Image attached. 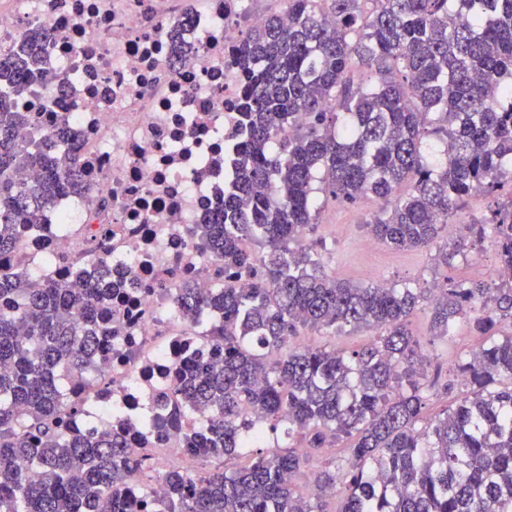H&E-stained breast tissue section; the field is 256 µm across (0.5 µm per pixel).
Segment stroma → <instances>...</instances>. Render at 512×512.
Instances as JSON below:
<instances>
[{
	"label": "stroma",
	"mask_w": 512,
	"mask_h": 512,
	"mask_svg": "<svg viewBox=\"0 0 512 512\" xmlns=\"http://www.w3.org/2000/svg\"><path fill=\"white\" fill-rule=\"evenodd\" d=\"M512 199V181L504 180L495 196L473 195L456 216L453 224L445 226L443 236L455 238L458 223L469 224L489 215L497 204ZM321 209L318 225L312 235L322 256L326 271L336 278L358 285L375 281L395 283L407 281L421 288L443 284L450 277H488L494 275L498 266L497 252L492 242H484L478 255L469 263L454 268L439 266L434 253L429 249L398 251L382 247L367 251L362 247L367 236L364 224L380 209L379 202L362 198L345 202L324 195L320 198ZM431 318L429 305H422L410 318L409 327L415 337L424 345L435 365L444 377L454 380L452 392L431 396L427 406L428 414H436L449 405L463 391L462 384L456 383V367L461 358L484 343L483 337L472 335L467 326H459L449 340H431L428 329Z\"/></svg>",
	"instance_id": "35a3bbf8"
}]
</instances>
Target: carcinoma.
<instances>
[{"label": "carcinoma", "mask_w": 512, "mask_h": 512, "mask_svg": "<svg viewBox=\"0 0 512 512\" xmlns=\"http://www.w3.org/2000/svg\"><path fill=\"white\" fill-rule=\"evenodd\" d=\"M288 14L244 33L240 177L215 218L190 227L217 289L184 283L177 296L223 353L183 361L174 404L207 417L184 452L248 461L194 480L169 470L167 499L140 512H329L322 492L335 488V512H512V279L363 287L329 276L305 243L316 191L372 196L381 208L366 226L386 246H433L453 267L490 239L512 270V200L441 240L470 196L512 176V0H288ZM49 39L0 56V255L83 189L75 154L54 153L66 116L45 134L16 109ZM355 68L368 80L353 84ZM34 168L35 181L17 179ZM111 295L110 279L35 288L0 267V512H127L121 491L143 460L106 431L71 439L61 421L67 384L87 381L112 335ZM428 300L432 337L464 320L487 341L457 365L467 391L427 421L430 397L451 389L409 328ZM347 327L377 336L351 351L290 347L302 328ZM280 431L312 451L350 440L346 471L296 493L309 454L251 451Z\"/></svg>", "instance_id": "cac0c4a2"}]
</instances>
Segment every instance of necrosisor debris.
Segmentation results:
<instances>
[{
    "instance_id": "obj_1",
    "label": "necrosis or debris",
    "mask_w": 512,
    "mask_h": 512,
    "mask_svg": "<svg viewBox=\"0 0 512 512\" xmlns=\"http://www.w3.org/2000/svg\"><path fill=\"white\" fill-rule=\"evenodd\" d=\"M253 0H0V54L39 28L52 38L43 69L73 68L75 80L41 86L21 100L35 127L66 115L60 155L77 154L85 191L61 194L35 230L23 231L9 263L38 283H64L78 265L85 281L110 266L112 339L96 362L97 382L67 390L96 401V414H66L72 435L104 427L149 454L150 467L128 487L139 501L167 495L165 471L195 477L182 449L202 417L173 414L176 368L186 353L211 350L181 313L177 286L214 289L190 227L209 221L234 181L229 157L244 77L235 63L238 19L262 25ZM109 207H102L104 198ZM165 427L145 433L142 418Z\"/></svg>"
}]
</instances>
